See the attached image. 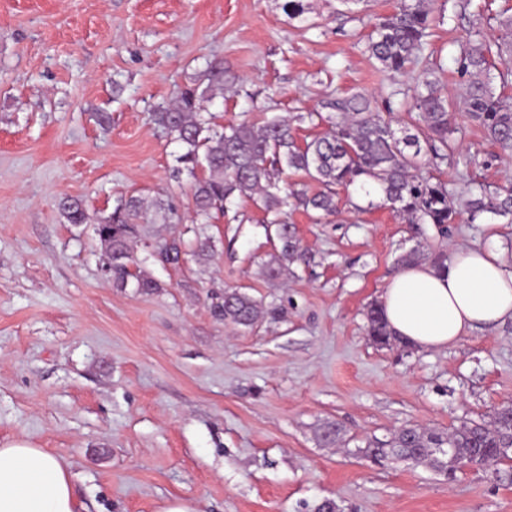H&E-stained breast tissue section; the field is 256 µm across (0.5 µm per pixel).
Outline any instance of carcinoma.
I'll use <instances>...</instances> for the list:
<instances>
[{"label": "carcinoma", "mask_w": 512, "mask_h": 512, "mask_svg": "<svg viewBox=\"0 0 512 512\" xmlns=\"http://www.w3.org/2000/svg\"><path fill=\"white\" fill-rule=\"evenodd\" d=\"M432 23L429 0H397L392 14L376 18L368 38L367 49L375 63L414 80L408 105L413 134L397 136L392 120L376 112L373 97L364 92L328 98L321 102V109L304 115L276 114L259 126L245 121L219 126L213 117L203 115L200 101L222 97L238 83V76L222 61L207 64L203 89L187 87L173 105L160 107L154 113L156 124L182 148L172 177L178 180L185 173L192 178L195 220L187 231L194 234L193 254L208 258L215 249L214 240L202 235L199 225L212 223L235 200L249 199L273 215L271 224L276 226L280 243L276 253L261 264V274L277 280L294 274V264L310 266L312 256L300 248L282 212L287 198L280 195L277 181L285 169L320 186L312 194L303 189L291 192L296 205L313 213L317 221L340 213L338 189L352 188L368 196L373 188L380 204L403 213L410 223L430 224L442 236L448 233V225L459 222L461 211L449 199L446 182L420 172L422 150L443 162L455 149L452 121L457 102L441 94L434 68L415 72ZM457 64L465 82V112L483 127L493 144L512 151V15L499 19L498 35L493 39L478 31L469 35L461 44ZM324 109L330 115H322ZM304 119L314 126L327 122L330 129L301 147L294 137V122ZM58 207L69 224L91 221L79 199L65 196ZM152 208L157 213H173L168 204L157 200L150 208L142 197L132 195L111 213L97 217L96 236L104 262L111 268L110 281L117 288L150 292L158 287L141 270H130L136 264V225L154 223ZM464 212L471 223L487 214L512 221V190H492L483 184L469 188ZM180 253L179 241L158 245V255L165 262L178 261ZM213 311L224 321L244 327L269 314L261 303L236 289L224 291ZM366 317L368 335L375 343H401L378 304L369 305ZM511 444L512 405L506 404L487 423H464L450 432L408 425L389 440L369 442L358 453L383 466L400 456L452 477L456 456L468 455L482 465L495 458L498 449ZM433 448H446L448 453H433Z\"/></svg>", "instance_id": "cac0c4a2"}]
</instances>
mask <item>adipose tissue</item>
Returning <instances> with one entry per match:
<instances>
[{
	"instance_id": "ef3b65f1",
	"label": "adipose tissue",
	"mask_w": 512,
	"mask_h": 512,
	"mask_svg": "<svg viewBox=\"0 0 512 512\" xmlns=\"http://www.w3.org/2000/svg\"><path fill=\"white\" fill-rule=\"evenodd\" d=\"M380 305L392 332L420 350H440L512 320V261L495 247H459L446 269L402 268ZM0 512H76L63 464L24 439L0 443Z\"/></svg>"
}]
</instances>
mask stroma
Here are the masks:
<instances>
[{
    "label": "stroma",
    "instance_id": "stroma-1",
    "mask_svg": "<svg viewBox=\"0 0 512 512\" xmlns=\"http://www.w3.org/2000/svg\"><path fill=\"white\" fill-rule=\"evenodd\" d=\"M0 0V442L28 439L70 474L78 512H512V463L446 479L426 466L379 467L357 456L409 424L451 429L490 421L512 402V322L420 351L374 343L367 307L399 272L397 260L496 241L512 256V222L486 217L441 236L388 207L340 191L339 215L314 223L289 209L312 267L260 274L277 240L243 199L208 227L213 258L152 256L194 218L180 152L154 120L180 89L220 60L239 81L203 101L219 125L291 113L297 140L316 127L300 114L329 97L372 94L396 130L414 83L370 59L375 17L396 0ZM430 0L422 61L439 87L463 89L453 56L470 31L497 33L490 0ZM441 177L455 202L470 181L512 186V151L491 144L467 113ZM83 199L90 216L132 195L169 203L167 224H142L136 258L158 284L139 293L101 272L92 224L65 223L57 201ZM237 289L271 311L244 328L212 311ZM340 448L320 440L324 422Z\"/></svg>",
    "mask_w": 512,
    "mask_h": 512
}]
</instances>
